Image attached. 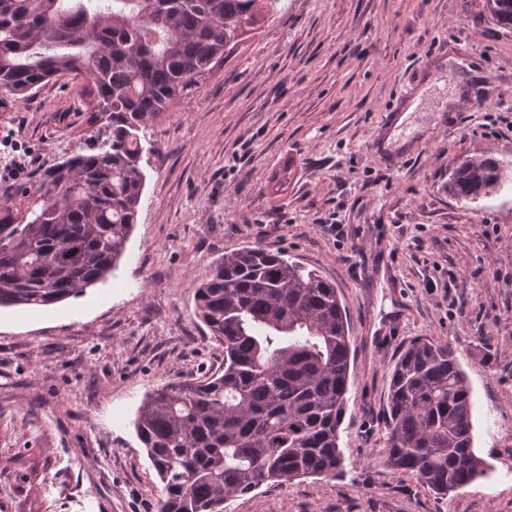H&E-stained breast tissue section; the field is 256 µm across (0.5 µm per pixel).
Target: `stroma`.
I'll list each match as a JSON object with an SVG mask.
<instances>
[{"label": "stroma", "instance_id": "35a3bbf8", "mask_svg": "<svg viewBox=\"0 0 512 512\" xmlns=\"http://www.w3.org/2000/svg\"><path fill=\"white\" fill-rule=\"evenodd\" d=\"M85 85L0 93V141L25 146L0 209L23 213L17 181L93 145ZM466 157L502 163L503 189L450 197ZM142 166L113 275L0 309V512H156L136 411L221 367L193 292L219 257L259 244L318 270L346 306L343 463L224 512H512V29L481 0H270L262 27L151 122ZM418 338L453 349L489 465L445 495L385 464L389 373Z\"/></svg>", "mask_w": 512, "mask_h": 512}]
</instances>
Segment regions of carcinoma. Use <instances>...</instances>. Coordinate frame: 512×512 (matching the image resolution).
I'll return each instance as SVG.
<instances>
[{"mask_svg":"<svg viewBox=\"0 0 512 512\" xmlns=\"http://www.w3.org/2000/svg\"><path fill=\"white\" fill-rule=\"evenodd\" d=\"M263 0H0V91L26 96L63 74L107 121L106 139L23 186L21 216L0 217V307L83 295L116 269L146 182L143 135L261 25ZM512 28V0H484ZM507 181L493 159H466L448 195L476 201ZM195 315L224 347V371L147 394L135 429L163 484L156 512H224L268 482L336 475L350 340L336 287L269 246L217 260ZM473 403L446 344L405 346L390 373L385 464L446 494L486 472Z\"/></svg>","mask_w":512,"mask_h":512,"instance_id":"carcinoma-1","label":"carcinoma"}]
</instances>
